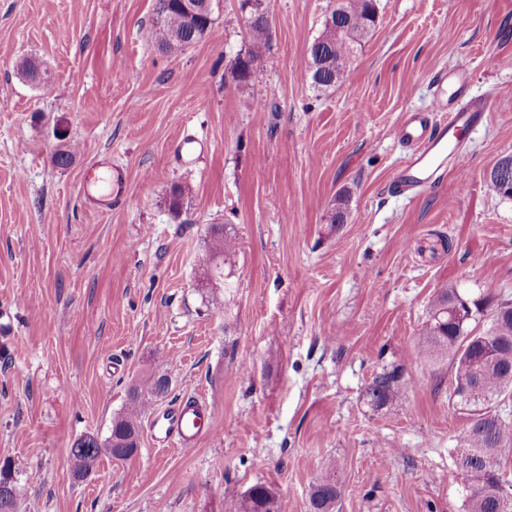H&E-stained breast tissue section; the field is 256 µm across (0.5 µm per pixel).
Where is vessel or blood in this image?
Masks as SVG:
<instances>
[{
    "label": "vessel or blood",
    "instance_id": "b4317fda",
    "mask_svg": "<svg viewBox=\"0 0 512 512\" xmlns=\"http://www.w3.org/2000/svg\"><path fill=\"white\" fill-rule=\"evenodd\" d=\"M470 75V67L464 62L437 72L430 111L406 113L396 125L395 137L406 151L394 177L400 194L414 197L444 177L447 167L458 169L464 165L466 155L456 149L458 136L475 128L487 110L484 102L466 100ZM437 112L446 113V120L435 121L433 115ZM124 194L125 178L116 174L108 192L89 195L88 200L104 214L118 208ZM205 431V410L198 400L190 398L172 402L149 421L152 442L165 448H194Z\"/></svg>",
    "mask_w": 512,
    "mask_h": 512
}]
</instances>
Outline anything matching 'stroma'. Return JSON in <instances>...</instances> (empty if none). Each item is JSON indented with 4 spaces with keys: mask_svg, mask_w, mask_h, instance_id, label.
<instances>
[{
    "mask_svg": "<svg viewBox=\"0 0 512 512\" xmlns=\"http://www.w3.org/2000/svg\"><path fill=\"white\" fill-rule=\"evenodd\" d=\"M270 6L266 45L240 0H214L209 33L165 50L156 0H0V468L15 512H242L257 484L277 512H310L328 469L335 512H467L455 459L472 416L448 361L417 350L438 290L465 296L478 332L512 302V198L485 180L512 154V0H376L329 90L305 59L336 0ZM252 50L253 76L228 81ZM461 59L488 105L466 166L398 195L394 128ZM189 135L207 146L186 167L173 145ZM104 156L126 196L103 215L83 187ZM215 225L234 248L209 281ZM392 370L406 393L373 407ZM159 375L170 391L149 412L199 397L213 435L182 450L145 434L76 479L74 441L106 440L130 387Z\"/></svg>",
    "mask_w": 512,
    "mask_h": 512,
    "instance_id": "35a3bbf8",
    "label": "stroma"
}]
</instances>
